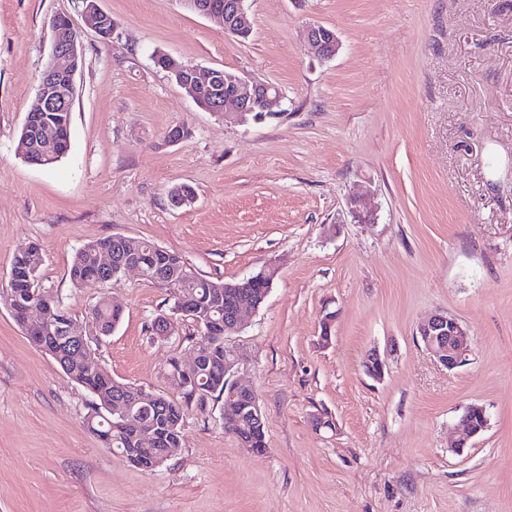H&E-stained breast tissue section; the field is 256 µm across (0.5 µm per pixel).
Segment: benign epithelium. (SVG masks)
<instances>
[{
	"mask_svg": "<svg viewBox=\"0 0 512 512\" xmlns=\"http://www.w3.org/2000/svg\"><path fill=\"white\" fill-rule=\"evenodd\" d=\"M246 0H227L221 4L212 0H183L186 7L200 11V14L217 17L224 24V31L233 36H250L253 21ZM84 14L91 17L96 32L103 39L112 36L116 24L112 16L99 8L98 0H82ZM74 25L71 18H66L65 25H60L57 18L49 22V31L53 46L54 61L49 63L38 85V105L29 112L24 123L25 138L32 141L56 135L53 125L42 122L44 112H69L73 104L76 74L80 69L82 53L78 41L73 37ZM308 46L323 60L333 58L340 47L335 31L321 24H311L306 29ZM156 66L165 71L175 72L179 86L185 90L195 104L207 111L221 113L228 105L235 107L242 115L252 114L254 120L262 121L277 115L274 108L284 99L282 90L269 82L260 81L246 73H217L209 68L184 64L169 54L154 57ZM265 297H243L233 310L234 327L241 326L243 311L257 309ZM94 332L89 325L78 330L74 323L61 321L58 334L70 338L73 348L90 357V349L84 348V337ZM416 335L433 358L448 370L455 369L467 362L471 343L469 333L461 322L443 312L431 314L416 330ZM387 361L376 349L369 351L365 358V368L369 376L380 380L384 377ZM239 369V356L231 353L224 357V375L231 377L233 399H245L255 405L257 394L253 388L244 386L234 379ZM488 425L485 407L471 405L467 407L462 418V429L456 440L454 450L459 452L469 441L481 434Z\"/></svg>",
	"mask_w": 512,
	"mask_h": 512,
	"instance_id": "benign-epithelium-1",
	"label": "benign epithelium"
}]
</instances>
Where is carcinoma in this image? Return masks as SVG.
Returning <instances> with one entry per match:
<instances>
[{
	"mask_svg": "<svg viewBox=\"0 0 512 512\" xmlns=\"http://www.w3.org/2000/svg\"><path fill=\"white\" fill-rule=\"evenodd\" d=\"M46 119L57 125L60 134L50 142H26L19 137L17 151L29 162H41L50 167L60 161L70 147L71 113L46 112ZM127 260L139 262L143 278L157 284L170 293V310L179 307L187 309L186 315H174L175 326L172 335L179 334L180 322L187 320L196 325L201 342L209 348V356L190 372V381L179 390L180 398H165L155 404L145 400L148 393L130 384L112 378L102 367L84 364L81 354L63 349L59 366L76 383L87 389L94 401L84 425L89 432L104 439V446L121 454L129 463L139 466L136 459H160L169 457V449L181 443L186 410L191 407L199 411L206 409L209 401L223 400V405L234 408L225 390L224 355L229 352L225 339L234 335L232 324L224 321L226 300L224 293L242 292L240 283L225 284L205 278L192 270L181 258L149 241L128 237L112 236L89 243L80 248L73 258L69 276L73 285L101 270L100 256L103 252ZM43 256L39 246L32 243L14 255L10 269L9 290L19 293L27 301L24 319L19 322L28 340L40 346L42 332L54 329L58 312L66 311L59 298L45 292L39 285V268ZM124 316L123 305L113 302L107 296L99 297L91 305L88 317L100 331L108 336L119 325ZM113 401L124 403L129 415L121 418L107 409ZM232 416L223 417L224 430L235 436L244 448H257L266 452L265 424L248 416L239 420L234 428ZM146 424L160 437L151 446L140 443V424Z\"/></svg>",
	"mask_w": 512,
	"mask_h": 512,
	"instance_id": "carcinoma-1",
	"label": "carcinoma"
}]
</instances>
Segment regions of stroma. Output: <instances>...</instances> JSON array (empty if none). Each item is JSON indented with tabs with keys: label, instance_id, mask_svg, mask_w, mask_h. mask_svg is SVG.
Listing matches in <instances>:
<instances>
[{
	"label": "stroma",
	"instance_id": "obj_1",
	"mask_svg": "<svg viewBox=\"0 0 512 512\" xmlns=\"http://www.w3.org/2000/svg\"><path fill=\"white\" fill-rule=\"evenodd\" d=\"M99 6L117 23L106 42L80 0H0V296L14 254L39 244V281L77 324L100 296L124 306L92 360L174 399L169 361L190 360L195 326L149 336L168 291L133 272L74 287L76 251L121 235L212 280L275 268L226 340L267 450L225 434L213 400L173 456L133 467L86 429L92 395L0 303V512H512V0H247L244 42L181 0ZM58 14L83 62L69 151L42 167L16 147ZM313 22L336 30L333 59L308 52ZM158 52L274 83L284 113L203 111ZM183 183L196 198L173 207ZM436 311L471 337L453 370L416 334ZM472 404L488 426L454 451ZM319 414L332 428L315 430Z\"/></svg>",
	"mask_w": 512,
	"mask_h": 512
}]
</instances>
